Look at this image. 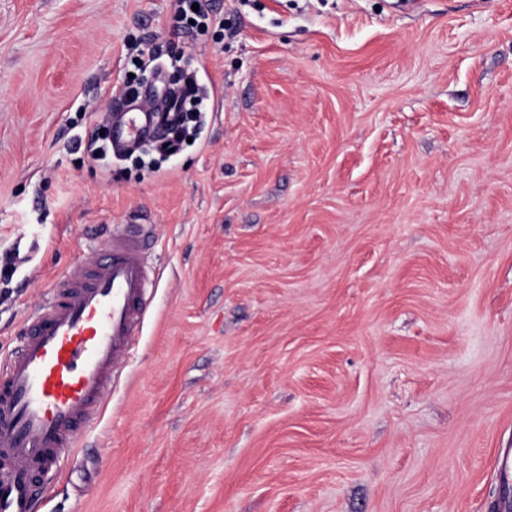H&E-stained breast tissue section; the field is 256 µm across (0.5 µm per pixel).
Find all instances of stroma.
I'll return each instance as SVG.
<instances>
[{"mask_svg": "<svg viewBox=\"0 0 512 512\" xmlns=\"http://www.w3.org/2000/svg\"><path fill=\"white\" fill-rule=\"evenodd\" d=\"M202 6L0 0V370L105 229L155 279L34 512H493L512 0ZM178 67L190 141L103 150L111 92Z\"/></svg>", "mask_w": 512, "mask_h": 512, "instance_id": "obj_1", "label": "stroma"}]
</instances>
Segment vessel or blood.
I'll return each instance as SVG.
<instances>
[{"mask_svg": "<svg viewBox=\"0 0 512 512\" xmlns=\"http://www.w3.org/2000/svg\"><path fill=\"white\" fill-rule=\"evenodd\" d=\"M168 118L122 106L112 114L113 147L148 139ZM143 238L125 225L103 258L54 283L0 372V512H31L39 479L99 420L153 294Z\"/></svg>", "mask_w": 512, "mask_h": 512, "instance_id": "1", "label": "vessel or blood"}]
</instances>
